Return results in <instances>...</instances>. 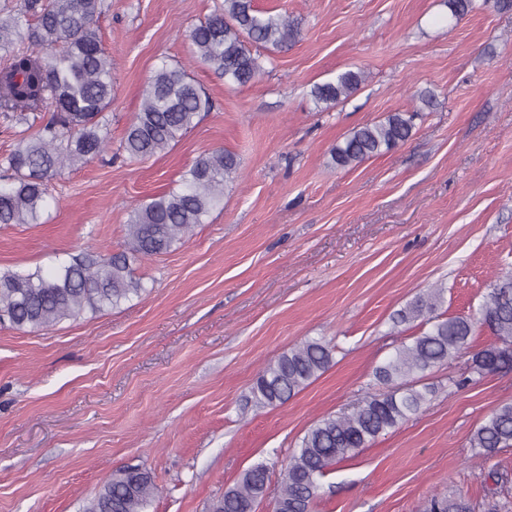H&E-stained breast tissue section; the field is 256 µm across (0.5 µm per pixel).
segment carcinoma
<instances>
[{"label":"carcinoma","instance_id":"obj_1","mask_svg":"<svg viewBox=\"0 0 512 512\" xmlns=\"http://www.w3.org/2000/svg\"><path fill=\"white\" fill-rule=\"evenodd\" d=\"M456 19L476 9L475 0H448ZM102 0H15L0 9V117L17 124L38 118L50 99L54 109L32 136L0 157V224H36L52 198L49 180L58 171L105 159L104 132L112 103V59L102 47L96 22ZM299 34L288 15L255 7L253 0H221L189 34L194 58L215 74L245 86L262 71L246 47H288ZM360 72L348 70L336 80L316 83L311 97L330 107L354 94ZM214 102L184 66L163 63L143 90L139 112L126 128L121 148L143 161L169 153ZM418 111L394 112L366 124L331 149L339 168L354 167L409 139ZM239 162L223 149L205 154L184 172L178 187L131 210L124 249L72 255L50 273L0 271V324L19 331L49 330L138 297L145 291L132 264L168 252L223 204L224 188L237 178ZM443 291L436 289L397 314L394 324L421 320L412 342L401 343L373 372V384L347 411L329 414L311 425L288 458L274 494L273 512H311L322 480L356 450L374 442L423 411L433 390L422 384L426 373L464 355L467 370L457 385L512 370V275L489 285L476 312L443 318L435 314ZM479 327L494 341L473 348ZM333 363V349L322 339H307L282 353L258 375L252 394L257 407H277L306 388ZM383 386L376 391L374 387ZM469 447L489 460L512 447V402L490 412L474 429ZM270 469L261 462L246 469L213 504V512H254L268 494ZM158 488L146 470L128 467L106 480L83 512H146ZM424 512H473L466 494L433 497Z\"/></svg>","mask_w":512,"mask_h":512}]
</instances>
